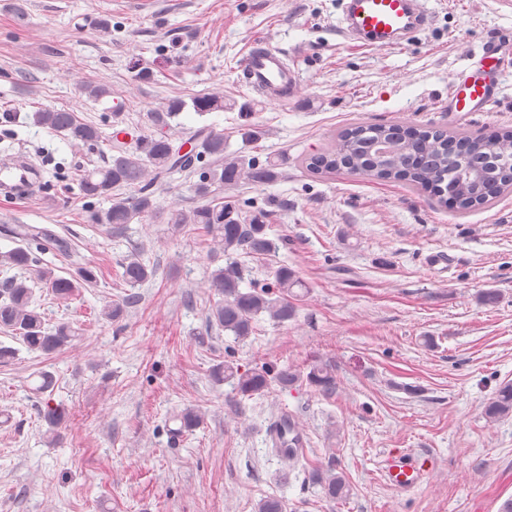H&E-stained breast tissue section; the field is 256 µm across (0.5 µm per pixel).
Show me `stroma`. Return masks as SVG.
Here are the masks:
<instances>
[{
    "instance_id": "1",
    "label": "stroma",
    "mask_w": 512,
    "mask_h": 512,
    "mask_svg": "<svg viewBox=\"0 0 512 512\" xmlns=\"http://www.w3.org/2000/svg\"><path fill=\"white\" fill-rule=\"evenodd\" d=\"M432 26L407 43L364 47L337 26L338 0H0V160L37 165L34 188L0 197V226L49 228L97 279L66 301L35 288L46 327L69 321L80 338L49 357L18 349L0 364V512H255L268 494L288 512H503L512 502V414L490 420L496 389L512 382V194L457 212L406 185L346 174L310 176L305 156L358 122L512 129V74L491 111H446L448 90L491 37L512 33V0H429ZM287 51L298 98L265 100L241 79L250 45ZM109 96L89 98L86 87ZM219 92L227 110L183 112L182 127L215 125L228 154L281 163L276 183L217 190L270 215L278 253L241 257L248 279L270 282L287 262L306 292L278 324L261 316L246 340L207 328L217 295L209 274L224 260L205 233L151 220L123 237L91 223L100 209L76 182L110 159L112 114L132 135L177 99ZM76 112L100 127L94 146L68 144L36 125L40 109ZM187 174L155 186L164 212L196 202ZM142 252L157 272L140 301L112 323L100 311L126 289L120 261ZM444 255L446 265L427 258ZM498 292L496 304L478 295ZM241 368L318 361L336 367V391L271 386L250 398L215 383L225 359ZM55 375L68 410L49 445L35 372ZM201 412L179 441L166 426ZM292 414L313 467L336 465L349 497L326 500L307 471L273 455L272 423ZM390 454L426 455V482L389 488Z\"/></svg>"
}]
</instances>
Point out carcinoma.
<instances>
[{"instance_id": "cac0c4a2", "label": "carcinoma", "mask_w": 512, "mask_h": 512, "mask_svg": "<svg viewBox=\"0 0 512 512\" xmlns=\"http://www.w3.org/2000/svg\"><path fill=\"white\" fill-rule=\"evenodd\" d=\"M203 117L224 110V95L201 93L187 104L182 100L170 103L166 110L151 113L153 131L127 144L113 141L110 161L80 174L78 187L85 199H105L109 208L94 215V222L105 224L114 234L124 231L136 218L150 216L161 224L192 234L202 229L224 252V266L211 274V286L221 300L209 313L210 325L232 333L237 340L251 335L254 323L263 313L277 323L296 315L302 295L294 288L302 287L297 272L286 264L271 271L272 281L259 286L246 282L238 257L245 253L262 258L277 250L269 237V225L260 211L245 214L246 204L218 202L213 187H234L242 182L265 186L278 179L277 164L252 157L224 155V134L212 125H203L189 134L174 137L171 120L179 117L186 107ZM34 121L60 133L70 144H91L102 137L100 128L78 119L73 111L41 109ZM306 170L312 175L346 172L367 179L402 181L423 191L441 204H447L448 187H453L455 209L466 211L488 208L506 193H512V130L491 132L445 127L422 126L408 121L389 124L362 123L334 134L323 148L305 158ZM174 172L198 176L194 192L198 203L188 211L164 214L152 196L155 180ZM134 187L137 194L117 197L113 191ZM25 245L0 252V265L17 268L19 278L10 277L0 283V330L10 332L32 353L52 355L73 346L78 332L70 322L45 327L43 314L34 306V286L48 289L58 300H67L79 289L96 281L89 265L73 262V272L58 276L43 255L52 253L71 257L66 243L47 228L25 227L20 230ZM122 281L135 288L155 275L154 267L146 264L139 254L131 253L121 262ZM138 301L129 292L106 304L101 312L105 319L117 322L126 308ZM217 383H229L242 397H252L266 391L272 384L283 389L295 386L301 375L292 368L261 366L243 370L232 360L216 365L211 372ZM38 384L32 392L43 399L41 409L50 441L60 438L59 429L66 422L65 409L53 406L44 395L53 391L55 377L48 371L37 373ZM308 383L324 394L336 389V374L332 364L319 361L306 375ZM512 413V383L501 385L486 407L485 414L494 419ZM177 427L167 428L173 438L198 427L201 414L187 409L174 418ZM310 481L321 487L325 496L340 501L349 493V485L336 466L311 470ZM257 512H288L286 500L268 495L260 500Z\"/></svg>"}]
</instances>
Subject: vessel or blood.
<instances>
[{"mask_svg": "<svg viewBox=\"0 0 512 512\" xmlns=\"http://www.w3.org/2000/svg\"><path fill=\"white\" fill-rule=\"evenodd\" d=\"M426 0H342L339 27L351 41L370 47H389L407 42L432 23ZM512 72V38L496 37L485 43L475 69L465 70L448 92V109L464 116L489 111ZM242 80L270 100L284 102L293 97L298 74L285 53L259 42L251 45L241 65ZM29 161L17 159L0 163V191L10 192L14 183L39 178ZM426 462L401 456L386 459L385 480L395 491L419 485L427 472Z\"/></svg>", "mask_w": 512, "mask_h": 512, "instance_id": "obj_1", "label": "vessel or blood"}]
</instances>
